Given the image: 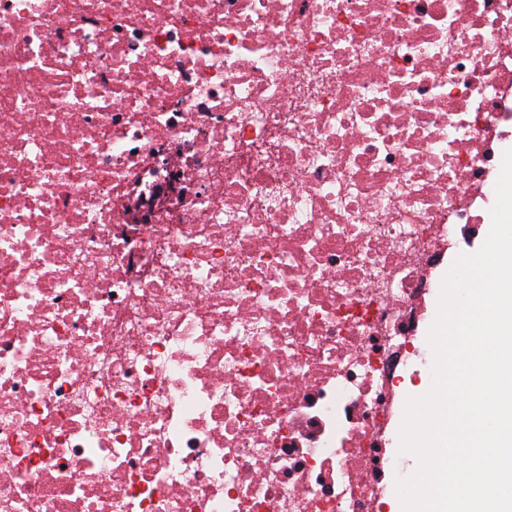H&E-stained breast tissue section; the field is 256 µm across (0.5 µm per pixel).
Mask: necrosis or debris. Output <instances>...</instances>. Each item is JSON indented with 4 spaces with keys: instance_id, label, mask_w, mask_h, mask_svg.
<instances>
[{
    "instance_id": "4bbe7bcc",
    "label": "necrosis or debris",
    "mask_w": 512,
    "mask_h": 512,
    "mask_svg": "<svg viewBox=\"0 0 512 512\" xmlns=\"http://www.w3.org/2000/svg\"><path fill=\"white\" fill-rule=\"evenodd\" d=\"M511 128L512 0H0V512H379ZM431 325L423 323L420 327V353L416 359L413 370H418L416 374L420 375V380L416 381L417 386H412L409 381L407 387L401 392L400 405L404 412V405L408 396H421L425 394L432 385V362L433 356L427 342V334Z\"/></svg>"
}]
</instances>
